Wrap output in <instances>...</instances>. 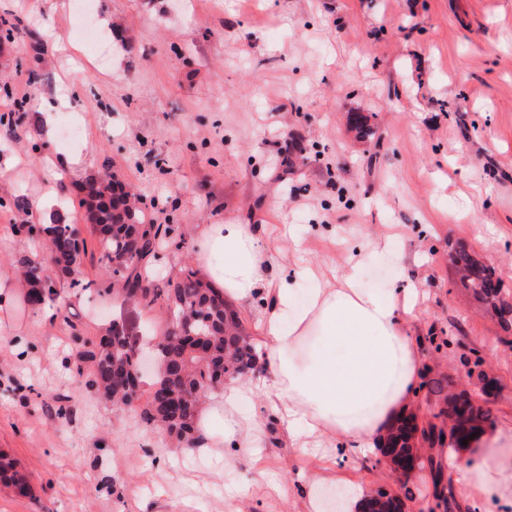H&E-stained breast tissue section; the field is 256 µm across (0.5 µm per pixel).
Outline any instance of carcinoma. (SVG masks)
Listing matches in <instances>:
<instances>
[{"label":"carcinoma","instance_id":"carcinoma-1","mask_svg":"<svg viewBox=\"0 0 512 512\" xmlns=\"http://www.w3.org/2000/svg\"><path fill=\"white\" fill-rule=\"evenodd\" d=\"M112 181L90 178L84 182L89 195L103 198L110 194ZM101 249V263L112 282L120 285L119 294L146 305L165 304L170 320L183 326L184 334L164 331L157 337L160 345L154 390L141 409L143 419L164 430L178 443L189 444L194 438V395L199 390L215 391L213 370H224L242 377L256 368L258 344L246 331L238 312L224 300V293L205 282L198 272L185 266L176 279L158 287L143 278L140 269L154 254L169 230L160 224H145L142 210L132 203L120 207L104 206L90 224ZM70 224H42L39 234L52 247L57 272L67 276L77 272L85 256V240L72 237ZM461 285L482 302L498 321L501 329L512 331V293L501 288L494 266L477 253L460 246L450 255ZM21 285L28 286L38 275L42 263L26 252L12 262ZM76 369L87 374L86 385L95 389L113 405H129V396L118 379L125 375L141 378L134 350L125 333L111 328L98 344L76 354ZM472 413L471 421L484 423L489 410L475 405L466 395L451 397L440 415L454 419L463 409ZM0 481L27 491V484L13 462L0 455Z\"/></svg>","mask_w":512,"mask_h":512}]
</instances>
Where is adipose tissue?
Wrapping results in <instances>:
<instances>
[{
	"mask_svg": "<svg viewBox=\"0 0 512 512\" xmlns=\"http://www.w3.org/2000/svg\"><path fill=\"white\" fill-rule=\"evenodd\" d=\"M197 232L203 248L196 260L212 286L243 305L265 301L258 360L265 376L257 384L231 381L209 395L196 423V448L255 451L263 422L240 413L242 401L254 395L262 396L290 447L323 439L342 444L349 458L380 445L408 413L421 374L411 331L416 290L362 288L355 265L332 278L305 267L296 278L312 287L301 299L295 279L272 274L258 227L203 224ZM441 475L472 512L512 506V420L451 451Z\"/></svg>",
	"mask_w": 512,
	"mask_h": 512,
	"instance_id": "1",
	"label": "adipose tissue"
}]
</instances>
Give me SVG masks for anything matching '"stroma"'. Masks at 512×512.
<instances>
[{"instance_id":"obj_1","label":"stroma","mask_w":512,"mask_h":512,"mask_svg":"<svg viewBox=\"0 0 512 512\" xmlns=\"http://www.w3.org/2000/svg\"><path fill=\"white\" fill-rule=\"evenodd\" d=\"M74 2L0 0V280L14 252L46 257L22 225L84 226L79 188L109 175L170 227L151 261L164 278L193 265L196 225L258 224L274 239L286 224L298 250L274 269L341 271L355 256L361 287H417L419 421L442 425L444 394L460 391L512 419V346L449 256L466 244L512 290V0H92L101 52L77 35ZM18 76L34 93L70 89L53 136L27 103L9 106ZM73 122L79 136L65 137ZM76 145L81 168L57 175ZM375 235L393 249L370 253ZM86 245L48 307L0 303V452L29 483L0 484V512H225L243 488L246 512H301L335 449L289 447L269 420L260 453H197L76 381L81 342L116 324L140 348L168 324L164 306L103 293L96 238ZM337 474L366 495L408 486L414 512H444L431 479L376 457Z\"/></svg>"}]
</instances>
